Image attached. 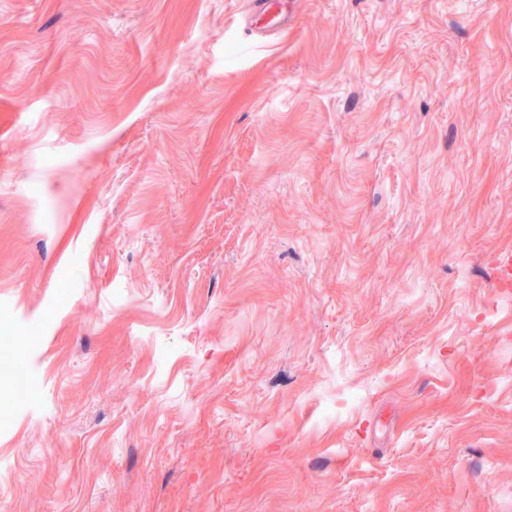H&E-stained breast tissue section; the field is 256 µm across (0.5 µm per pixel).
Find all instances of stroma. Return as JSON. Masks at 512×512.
I'll return each mask as SVG.
<instances>
[{
  "mask_svg": "<svg viewBox=\"0 0 512 512\" xmlns=\"http://www.w3.org/2000/svg\"><path fill=\"white\" fill-rule=\"evenodd\" d=\"M251 16L0 0V512H512V0ZM495 268L497 270V288L504 296H511L512 288V251L503 250L497 260Z\"/></svg>",
  "mask_w": 512,
  "mask_h": 512,
  "instance_id": "35a3bbf8",
  "label": "stroma"
}]
</instances>
